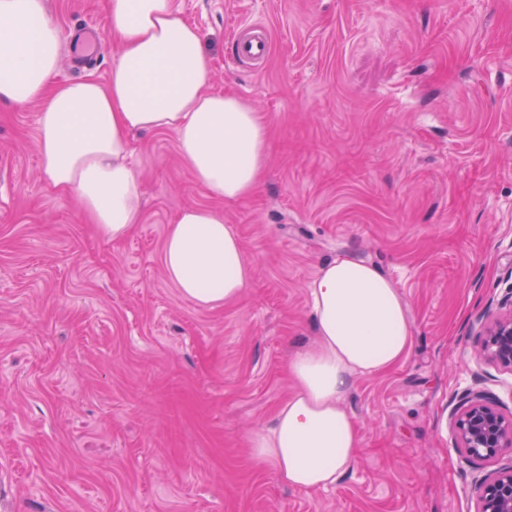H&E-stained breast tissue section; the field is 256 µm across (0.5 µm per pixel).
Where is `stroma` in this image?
<instances>
[{"label":"stroma","instance_id":"obj_1","mask_svg":"<svg viewBox=\"0 0 512 512\" xmlns=\"http://www.w3.org/2000/svg\"><path fill=\"white\" fill-rule=\"evenodd\" d=\"M65 39L58 81H106L68 33L108 0H46ZM209 88L271 128L263 183L224 204L252 263L213 309L166 278L167 227L211 205L172 134L133 137L144 218L121 239L42 175L38 108L0 104V512H475L478 477L450 413L480 380L512 409V375L478 364L479 322L512 291V0H174ZM262 24L271 53L238 59ZM400 288L414 344L345 398L361 432L336 486L297 490L249 437L287 399L314 337L308 288L344 253Z\"/></svg>","mask_w":512,"mask_h":512}]
</instances>
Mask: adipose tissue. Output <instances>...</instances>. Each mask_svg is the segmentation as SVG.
Listing matches in <instances>:
<instances>
[{"mask_svg":"<svg viewBox=\"0 0 512 512\" xmlns=\"http://www.w3.org/2000/svg\"><path fill=\"white\" fill-rule=\"evenodd\" d=\"M105 30L119 45L107 82H59L61 36L46 0H0V103L38 104L43 176L75 193L85 216L114 239L143 218L142 182L130 161L136 130L172 133L212 199L252 194L270 150L267 119L232 94L208 91L200 32L173 0H108ZM162 266L201 308L236 300L252 276L223 213L200 205L169 224ZM309 295L314 340L289 355L293 391L250 439L258 466L307 491L336 485L356 459L360 433L344 405L356 378L391 370L414 342L400 289L362 258L321 265Z\"/></svg>","mask_w":512,"mask_h":512,"instance_id":"obj_1","label":"adipose tissue"}]
</instances>
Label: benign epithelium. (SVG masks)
<instances>
[{
	"mask_svg": "<svg viewBox=\"0 0 512 512\" xmlns=\"http://www.w3.org/2000/svg\"><path fill=\"white\" fill-rule=\"evenodd\" d=\"M480 360L512 373V298L489 316L481 332ZM456 448L472 461L512 450V413L480 390L467 389L452 413ZM477 512H512V465L477 487Z\"/></svg>",
	"mask_w": 512,
	"mask_h": 512,
	"instance_id": "benign-epithelium-1",
	"label": "benign epithelium"
}]
</instances>
